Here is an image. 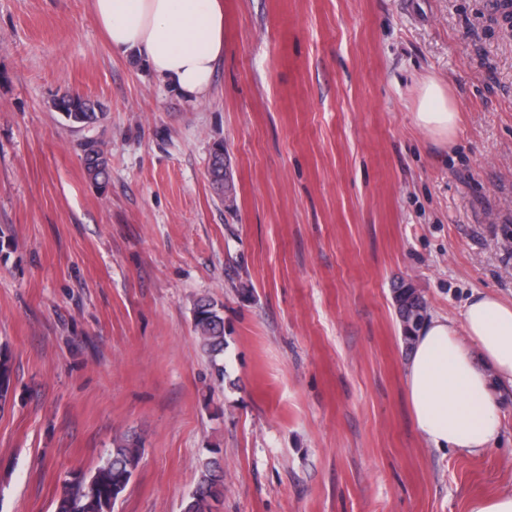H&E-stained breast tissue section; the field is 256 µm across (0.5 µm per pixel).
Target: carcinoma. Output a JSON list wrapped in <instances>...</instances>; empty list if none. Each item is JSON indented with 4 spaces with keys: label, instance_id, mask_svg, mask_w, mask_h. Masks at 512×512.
I'll return each instance as SVG.
<instances>
[{
    "label": "carcinoma",
    "instance_id": "carcinoma-1",
    "mask_svg": "<svg viewBox=\"0 0 512 512\" xmlns=\"http://www.w3.org/2000/svg\"><path fill=\"white\" fill-rule=\"evenodd\" d=\"M54 107L73 125L87 126L98 121L97 104L90 98L64 89L57 95ZM84 165L87 174L98 178L105 166L103 154L94 141L84 144ZM395 304L400 315L409 319L403 325V340L411 346L424 314L423 302L409 285L395 290ZM195 331L203 352L212 363L224 352V315L222 306L201 298L194 307ZM13 378L12 356L0 347V409L8 400ZM142 456L139 441L125 437L114 443L112 450L89 477L81 474L72 481L56 501L55 512H113L118 498L126 490ZM224 497V471L220 460L207 457L200 462L195 489L182 500L181 512H216Z\"/></svg>",
    "mask_w": 512,
    "mask_h": 512
}]
</instances>
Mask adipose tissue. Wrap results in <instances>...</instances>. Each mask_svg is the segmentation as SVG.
Segmentation results:
<instances>
[{"instance_id":"obj_1","label":"adipose tissue","mask_w":512,"mask_h":512,"mask_svg":"<svg viewBox=\"0 0 512 512\" xmlns=\"http://www.w3.org/2000/svg\"><path fill=\"white\" fill-rule=\"evenodd\" d=\"M94 19L112 52L132 53L176 94L196 103L209 94L224 56L221 0H92ZM413 121L448 142L459 112L445 87L426 79ZM512 385V302L477 291L461 321L426 320L405 365L407 403L433 448L482 452L496 438V385Z\"/></svg>"}]
</instances>
